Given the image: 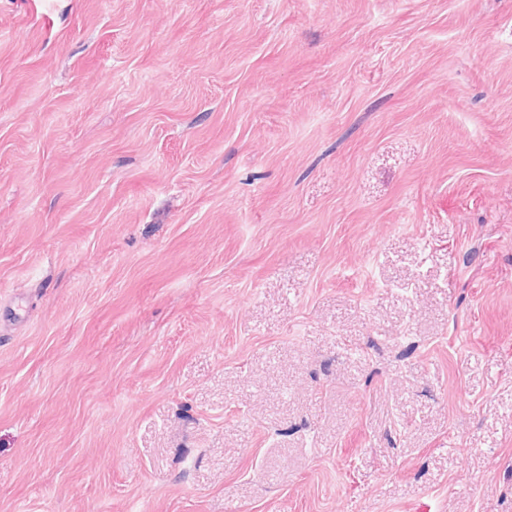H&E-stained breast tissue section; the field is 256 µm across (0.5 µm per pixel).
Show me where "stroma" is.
<instances>
[{
	"label": "stroma",
	"mask_w": 512,
	"mask_h": 512,
	"mask_svg": "<svg viewBox=\"0 0 512 512\" xmlns=\"http://www.w3.org/2000/svg\"><path fill=\"white\" fill-rule=\"evenodd\" d=\"M0 512H512V0H0Z\"/></svg>",
	"instance_id": "1"
}]
</instances>
